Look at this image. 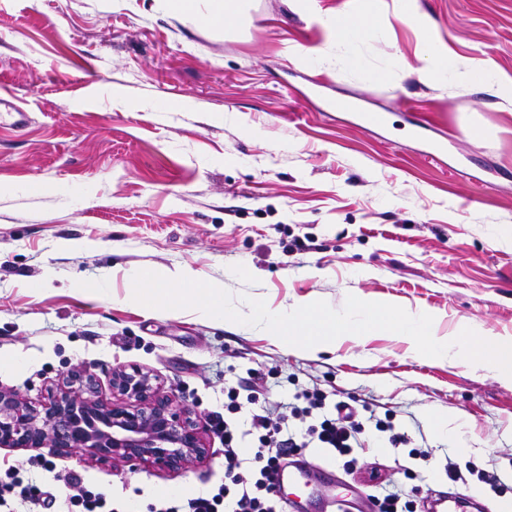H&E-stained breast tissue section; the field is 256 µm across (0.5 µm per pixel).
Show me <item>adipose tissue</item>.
Here are the masks:
<instances>
[{
  "instance_id": "adipose-tissue-1",
  "label": "adipose tissue",
  "mask_w": 512,
  "mask_h": 512,
  "mask_svg": "<svg viewBox=\"0 0 512 512\" xmlns=\"http://www.w3.org/2000/svg\"><path fill=\"white\" fill-rule=\"evenodd\" d=\"M392 13L380 11L374 0H360L358 5L342 13L341 26L336 29V64L342 68L360 65L358 47L361 43L376 38L389 26L390 19L416 23L419 31L417 58L421 71L434 83H444L451 78L464 79L468 84L492 90L499 87V75L486 63L449 53L445 44L439 42L425 24L416 21V0H392Z\"/></svg>"
}]
</instances>
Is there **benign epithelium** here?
<instances>
[{
	"label": "benign epithelium",
	"instance_id": "7a95c632",
	"mask_svg": "<svg viewBox=\"0 0 512 512\" xmlns=\"http://www.w3.org/2000/svg\"><path fill=\"white\" fill-rule=\"evenodd\" d=\"M112 393L100 399L95 381L68 371L48 401L34 405L0 389V447L51 448L58 455L178 473L209 457L193 411L164 393L139 368L112 371Z\"/></svg>",
	"mask_w": 512,
	"mask_h": 512
}]
</instances>
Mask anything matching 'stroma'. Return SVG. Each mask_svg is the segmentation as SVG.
Returning a JSON list of instances; mask_svg holds the SVG:
<instances>
[{
  "label": "stroma",
  "mask_w": 512,
  "mask_h": 512,
  "mask_svg": "<svg viewBox=\"0 0 512 512\" xmlns=\"http://www.w3.org/2000/svg\"><path fill=\"white\" fill-rule=\"evenodd\" d=\"M349 7L253 0L249 22L227 30L206 21L208 0L190 20L167 0H0V89L29 116L0 127V387L41 403L80 368L108 402L113 369L136 365L196 412L210 447L183 473L0 448L1 474L62 499L58 477L76 471L127 510L166 487L205 493L224 476L212 430L224 387L258 371L271 400L314 385L375 400L398 431L425 435L430 462L403 448L388 471L417 503L512 501V383L493 373L415 358L381 332L314 354L124 302L129 269L188 266L237 304L361 293L432 313L442 334L465 319L512 336V86L421 80L418 32L397 20L362 45L363 70L319 65L333 39L320 16ZM417 11L449 50L512 77V0ZM352 103L384 125L355 124ZM449 454L498 473L501 491L476 474L449 481Z\"/></svg>",
  "instance_id": "35a3bbf8"
}]
</instances>
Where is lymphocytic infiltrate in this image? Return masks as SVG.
<instances>
[{
    "mask_svg": "<svg viewBox=\"0 0 512 512\" xmlns=\"http://www.w3.org/2000/svg\"><path fill=\"white\" fill-rule=\"evenodd\" d=\"M225 396L228 416L214 423L224 443L223 482L206 495L157 499L148 504L147 512H285L282 499L273 492L271 476L288 457L321 448L342 459L345 471L354 475L364 466L360 449L378 433L384 434L391 448H408L410 457H429L412 447L407 433L397 431L394 411H378L368 401L358 406L333 403L321 389L300 386L284 407L254 388L246 401L251 406L249 426L243 430L232 419L242 405L237 389L227 388ZM367 488L376 512H416L409 493L378 473L370 474ZM56 504V494L33 480L11 472L0 480V508L7 512H58Z\"/></svg>",
    "mask_w": 512,
    "mask_h": 512,
    "instance_id": "f902f5d3",
    "label": "lymphocytic infiltrate"
}]
</instances>
